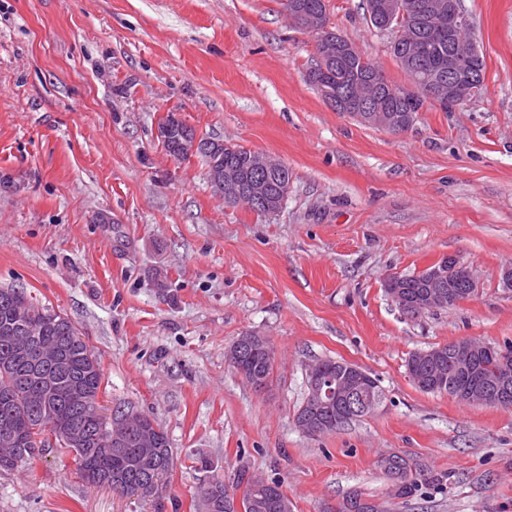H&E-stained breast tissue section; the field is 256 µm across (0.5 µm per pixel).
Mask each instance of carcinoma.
Segmentation results:
<instances>
[{
	"label": "carcinoma",
	"instance_id": "obj_1",
	"mask_svg": "<svg viewBox=\"0 0 512 512\" xmlns=\"http://www.w3.org/2000/svg\"><path fill=\"white\" fill-rule=\"evenodd\" d=\"M428 0H400L401 9L389 13L395 35L402 38L398 49L390 45L391 53L397 63L408 75L414 85L408 89V96L396 99L388 93L391 82L371 61L359 53L338 55L330 62L316 59L309 70L311 84L325 81V88L341 93L350 102L360 105L371 103L379 111L392 119L390 131L402 128V122L416 115L428 98L423 84L442 67L448 66V59L457 55L453 41H423L414 39L413 29L417 13ZM411 53L415 68L402 64L405 53ZM463 69L478 70L476 83L469 87L472 95L482 93L485 83L486 67L484 57L476 53L475 57L459 59ZM256 152L243 146L232 144L221 150L217 157H202L205 165L212 162L223 164L249 174L261 176L270 185L274 195H280V189L288 186L290 173L288 166L280 164L275 170L265 172L254 165ZM13 287L0 288V359L8 355L11 363H0V429H10L13 444L10 448L0 447V470L9 471L32 463L43 448L53 444L74 454L78 473L86 479V471L96 468L103 472H118L125 483L133 482L138 476L152 473L161 482L167 477L173 466V458L159 452L147 456L134 442L119 450L105 447L108 438L101 437L80 445L68 439V429L77 423L87 421L99 410V393L102 386L100 362L89 345L80 340V332L66 317L53 308L36 301L31 294L19 290L22 298L16 302L4 299V294L13 292ZM9 325L22 336H33L38 342L48 346H68L70 373L67 377L55 380L42 371H28L27 377L18 380V374L27 371L26 356L13 352L10 340L1 333ZM444 344L430 348L431 353L439 355L440 374L424 369L409 372L408 376L421 391L426 393H448L460 401H469L474 383L495 384L498 375L506 370L512 376V344L502 348L479 345L475 367L464 370L450 349ZM274 349L270 342L256 348L241 365L240 373L248 381L254 378L269 380L274 367ZM196 470L201 473L197 494L202 502L213 488L227 489L224 478L217 472V466L206 458L197 460ZM378 467L391 482L390 494L394 498H408L416 490V480L411 473L407 460L399 455L390 454L380 457ZM246 485L253 492L244 500V512H292L293 505L281 488V483L250 477ZM376 504L377 512L384 507L375 500L364 497L359 491L351 492L338 504L337 512H364L362 507Z\"/></svg>",
	"mask_w": 512,
	"mask_h": 512
}]
</instances>
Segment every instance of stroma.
Masks as SVG:
<instances>
[{
    "instance_id": "1",
    "label": "stroma",
    "mask_w": 512,
    "mask_h": 512,
    "mask_svg": "<svg viewBox=\"0 0 512 512\" xmlns=\"http://www.w3.org/2000/svg\"><path fill=\"white\" fill-rule=\"evenodd\" d=\"M461 2L483 93L393 133L322 99L315 41L282 0H0V287L70 319L100 361L105 413L151 417L174 461L164 498L130 500L48 448L0 471V512H203L201 454L226 485L281 482L294 512H334L355 489L387 512H512V409L421 392L405 367L458 339L512 343V0ZM326 5L331 29L408 84L366 0ZM171 113L285 163L283 207L226 205L199 158L165 152ZM446 255L474 295L406 317L386 278ZM246 333L275 350L262 389L226 359ZM325 359L376 377L384 400L312 437L294 417ZM388 453L427 484L392 498Z\"/></svg>"
}]
</instances>
